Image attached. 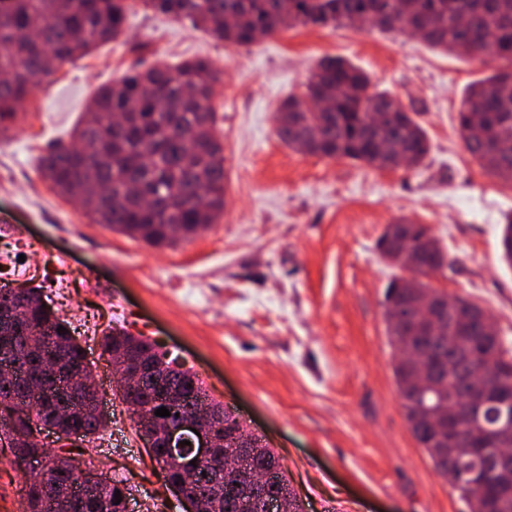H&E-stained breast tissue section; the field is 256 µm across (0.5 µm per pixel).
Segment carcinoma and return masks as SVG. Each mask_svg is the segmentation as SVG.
Here are the masks:
<instances>
[{
    "label": "carcinoma",
    "instance_id": "carcinoma-1",
    "mask_svg": "<svg viewBox=\"0 0 512 512\" xmlns=\"http://www.w3.org/2000/svg\"><path fill=\"white\" fill-rule=\"evenodd\" d=\"M137 8L188 20L213 38L249 47L258 35H276L298 25H354L365 15L377 17L383 31H421L429 45L459 56L489 48V56L506 66L472 84L458 110V125L468 151L490 175L512 183V0H0V134L26 114L36 89L51 81L66 64L86 56L99 44L120 37L127 15ZM221 72L210 61H186L175 67L135 62L116 81L98 89L75 131L77 145L58 144L40 160V173L52 190L80 201L96 224L132 235L151 247H172L214 224L224 213V145L211 132L214 100ZM331 96L334 105L314 111L310 102ZM481 134L470 135L473 120ZM276 133L288 147L327 159L349 158L375 168H394L405 155L420 163L429 151L425 131L401 101L390 93L369 92L368 77L338 58L322 59L312 72L306 92L283 98L275 113ZM407 246L417 256L422 276L451 264L448 251L422 224L397 223L392 247ZM430 290L419 278H396L385 302L391 305L387 331L392 345L418 346L453 364L457 381L447 390L421 387L414 369L396 359L394 376L406 420L420 447L439 472L452 471L453 488L466 499L471 512H512V495L497 497L504 478L488 467L494 489L466 478L477 452L468 445L442 448L435 440L430 414L440 400L461 397L471 384L472 364L459 352L485 337L482 361L497 377L512 380V352L500 337L482 329L484 312L473 303L453 311L442 335H426L415 301ZM35 287L0 288V322L14 324L12 334L0 335V363L20 362L26 355L63 352L80 362V347L71 343V326L52 309L33 304ZM65 331H59V327ZM103 353L119 350L139 357L153 356L156 344L146 336L134 339L126 332L108 331L101 338ZM29 376L0 383V443H5L20 466L29 455H40L48 478L37 484L26 480L24 512H119L115 491L123 481L111 480L87 496H71L66 508L57 499L68 489L73 473L59 463V452L37 438L40 427L56 423L83 434L90 441L105 426L84 412L68 410L82 403L69 389L32 397L36 366ZM165 389L190 399L207 397L203 382L189 369L168 373ZM162 391L147 378L141 387L122 396L152 415L141 433L163 429L176 415L159 417ZM484 456L512 454V436L479 441ZM261 469L281 470L272 449L261 443L246 453ZM155 461L173 493L180 477L168 452L157 450ZM224 482V497L209 501L207 512H235L243 497L280 493L286 478L265 489L242 485L214 469L196 481L190 491L204 495Z\"/></svg>",
    "mask_w": 512,
    "mask_h": 512
}]
</instances>
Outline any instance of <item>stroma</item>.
I'll return each mask as SVG.
<instances>
[{"mask_svg":"<svg viewBox=\"0 0 512 512\" xmlns=\"http://www.w3.org/2000/svg\"><path fill=\"white\" fill-rule=\"evenodd\" d=\"M361 69L370 92L396 95L424 129L416 167L378 170L288 148L274 115L323 58ZM203 58L223 73L213 129L224 145L226 204L217 223L157 249L92 223L39 172L50 144L70 143L95 91L134 62ZM372 27L299 26L251 47L188 21L137 11L118 40L65 66L33 109L0 136V286L39 287L78 333L107 423L91 442L128 512H182L112 391L100 347L107 327L161 341L208 395L278 455L303 512H468L414 439L394 377L384 318L403 271L378 241L400 219L425 225L453 259L429 283L474 302L512 350V269L501 229L512 183L466 150L457 115L466 87L502 68Z\"/></svg>","mask_w":512,"mask_h":512,"instance_id":"35a3bbf8","label":"stroma"}]
</instances>
